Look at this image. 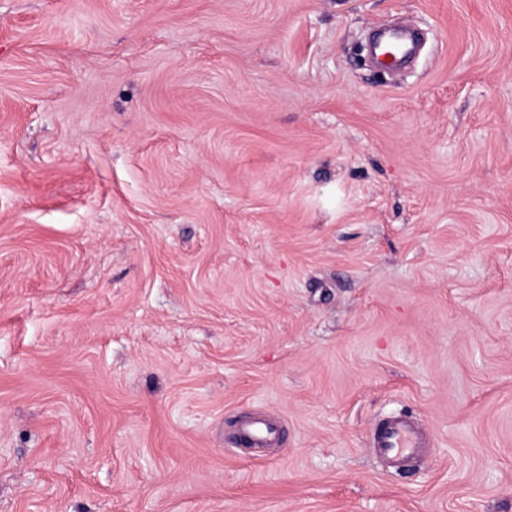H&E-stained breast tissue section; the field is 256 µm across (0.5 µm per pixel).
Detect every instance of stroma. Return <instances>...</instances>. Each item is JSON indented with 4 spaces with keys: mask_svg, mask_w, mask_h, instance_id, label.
<instances>
[{
    "mask_svg": "<svg viewBox=\"0 0 512 512\" xmlns=\"http://www.w3.org/2000/svg\"><path fill=\"white\" fill-rule=\"evenodd\" d=\"M0 512H512V0H0ZM370 447L383 460L398 465L418 456L423 448V435L409 418L395 415L378 424ZM240 432L247 435L249 446L258 448L269 446L276 438L275 428L259 418L244 422L240 427Z\"/></svg>",
    "mask_w": 512,
    "mask_h": 512,
    "instance_id": "35a3bbf8",
    "label": "stroma"
}]
</instances>
